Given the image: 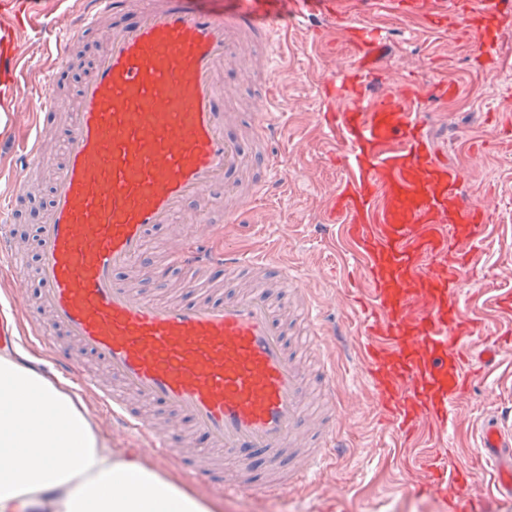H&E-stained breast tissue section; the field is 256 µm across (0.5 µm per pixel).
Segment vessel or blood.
I'll return each instance as SVG.
<instances>
[{
  "label": "vessel or blood",
  "instance_id": "vessel-or-blood-1",
  "mask_svg": "<svg viewBox=\"0 0 512 512\" xmlns=\"http://www.w3.org/2000/svg\"><path fill=\"white\" fill-rule=\"evenodd\" d=\"M29 0H0L18 26L42 28ZM87 0L80 19L64 18L74 40L97 39L101 53L75 90L64 143L27 133L12 155L14 185L0 192V218L13 208L37 162L61 152L62 163L36 232L39 291L26 335L49 346L65 338L102 372L84 371L101 411L125 432L189 472L194 458L153 426L143 405L168 423L186 425L224 463L210 481L228 494H271L313 482L344 446L335 414L308 407L310 382L336 397L334 366L311 374L289 352L288 312L268 281L298 272L267 253L247 255L217 243L220 223L245 222L255 203L286 176L274 155L275 126L255 117L256 150L244 147L231 90L250 83L273 94L277 8L264 0ZM295 24L327 22L355 49L346 71L353 96L322 115L325 137L346 151L337 186L325 193L322 223L336 233L369 289L344 298L361 312L358 360L389 428L392 447L421 474L423 487L448 512H473L469 487L482 478L490 500L512 498V417L485 422L466 455L448 446V429L472 381L491 374L500 355L462 348L483 334L466 314L461 287L472 280L468 249L492 210L466 200L463 171L433 152L413 82L364 96L360 82L385 49L382 19L396 18L473 42L489 54L505 0H290ZM21 65L13 31L0 37V80ZM223 204L221 217L199 213L186 224L188 201ZM162 235L165 269L188 271L190 300L141 282L149 244ZM215 261L223 281L203 278ZM304 301L310 347L326 350L320 307ZM273 462L270 479L248 484L237 459Z\"/></svg>",
  "mask_w": 512,
  "mask_h": 512
}]
</instances>
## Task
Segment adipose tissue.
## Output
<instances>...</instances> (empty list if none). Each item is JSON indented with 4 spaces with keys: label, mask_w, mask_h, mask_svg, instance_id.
Segmentation results:
<instances>
[{
    "label": "adipose tissue",
    "mask_w": 512,
    "mask_h": 512,
    "mask_svg": "<svg viewBox=\"0 0 512 512\" xmlns=\"http://www.w3.org/2000/svg\"><path fill=\"white\" fill-rule=\"evenodd\" d=\"M0 512H218L208 496L112 447L83 400L0 350Z\"/></svg>",
    "instance_id": "adipose-tissue-1"
}]
</instances>
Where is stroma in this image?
Wrapping results in <instances>:
<instances>
[{"instance_id": "35a3bbf8", "label": "stroma", "mask_w": 512, "mask_h": 512, "mask_svg": "<svg viewBox=\"0 0 512 512\" xmlns=\"http://www.w3.org/2000/svg\"><path fill=\"white\" fill-rule=\"evenodd\" d=\"M385 36L386 54L371 90L388 93L401 81L413 80L432 149L440 159L463 169L465 196L478 201L494 192V225L474 246L473 263L487 293L512 289V138L499 121L500 114L512 111V15L498 28L492 63L484 67L465 40L425 28L410 34L395 21L387 23ZM18 44L24 68L17 94L33 98L39 112L44 102L35 93L46 74L60 68L62 79L53 94L70 99L89 60L100 51L90 39L59 50L26 31ZM277 52L271 118L282 135L272 149L286 163L285 189L259 200L246 223L228 225L224 243L252 252L274 250L312 289L322 306L323 325L336 333V393L347 402L346 446L311 485L276 496L227 498L203 482L193 488L219 501L221 512H443L438 494L418 491V475L403 467L398 449L389 447L377 423L373 393L355 371L360 317L339 305L351 268L331 229L318 223L322 191L340 176L328 161L332 146L321 132L319 114L329 97L343 94L352 49L330 26L316 21L289 28ZM449 82L457 89L455 96L443 100L431 95V88ZM57 164V156L50 155L30 172L26 193L9 218L19 240L33 241ZM493 386L490 376L473 383L458 410L456 428L477 427L488 411L498 408Z\"/></svg>"}]
</instances>
